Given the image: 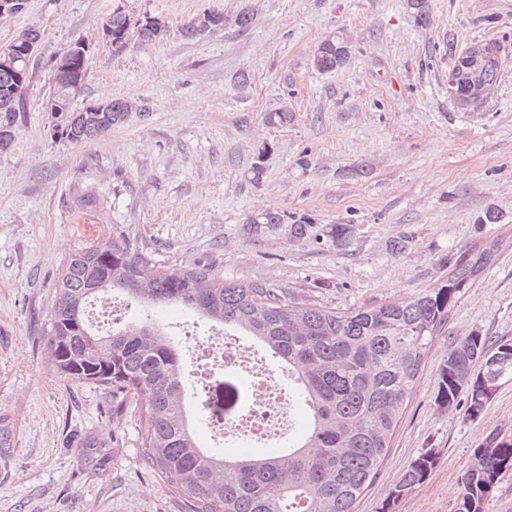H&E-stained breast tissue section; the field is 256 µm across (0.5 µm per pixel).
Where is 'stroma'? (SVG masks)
I'll return each mask as SVG.
<instances>
[{"instance_id": "stroma-1", "label": "stroma", "mask_w": 512, "mask_h": 512, "mask_svg": "<svg viewBox=\"0 0 512 512\" xmlns=\"http://www.w3.org/2000/svg\"><path fill=\"white\" fill-rule=\"evenodd\" d=\"M418 26L406 0H129L163 16L170 36L116 54L98 39L112 0H27L0 19V47L40 28L38 63L12 148L0 154V512H187L142 462L138 411L113 412L103 391L50 373L41 343L62 261L88 240L122 233L166 266L213 265L224 278L285 285L339 309L403 301L439 287L448 260L476 243L498 254L450 311L432 343L381 472L356 512H380L409 462L439 460L397 512H456L459 480L491 431L512 435V379L480 416L436 403L449 337L512 341V0H429ZM255 14L246 32L226 26L186 40L180 24L204 8ZM340 34L349 65L318 72V44ZM90 45L84 99L124 93L136 111L81 145L52 141L42 103L51 65L75 40ZM496 46L502 77L477 106L448 90L451 56ZM248 84H240V75ZM288 107L285 127L265 122ZM262 161L260 185L246 173ZM365 177L348 176L352 166ZM93 191L95 206L72 202ZM500 223H484L487 210ZM264 210L307 215L316 227L349 224L336 247L283 231L248 234ZM406 239L404 251L390 249ZM162 323L187 353L211 324L181 306ZM103 442L104 463L83 457Z\"/></svg>"}]
</instances>
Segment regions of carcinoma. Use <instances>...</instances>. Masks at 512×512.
<instances>
[{"label": "carcinoma", "mask_w": 512, "mask_h": 512, "mask_svg": "<svg viewBox=\"0 0 512 512\" xmlns=\"http://www.w3.org/2000/svg\"><path fill=\"white\" fill-rule=\"evenodd\" d=\"M407 6L418 24H428L429 0H407ZM156 18L145 12L135 21L120 2L102 32L119 54L133 41L166 38L169 23L160 26ZM229 23L247 31L253 12L245 8L231 19L213 10L203 21L196 14L178 31L186 39H201ZM350 56L342 36H329L316 49L313 66L339 71ZM500 71L490 57L479 79L490 90ZM86 75V57L74 55L63 81L52 86L50 95L70 104V111L56 117L62 143L81 145L127 115L116 100L110 112L100 111L101 100L73 106ZM32 76L23 61L12 70L0 69V154L13 145ZM292 120L286 107L266 114L267 124L275 127ZM245 224L256 235L284 230L296 240L312 236L338 247L353 233L349 224L316 232L308 217L285 212L252 213ZM496 254L493 242L475 245L448 259V277L439 288L408 301L341 310L264 281L228 280L208 264L158 266L121 233L96 238L58 269L42 344L44 363L70 382L104 391L116 412L136 402L144 464L186 500L189 512H355L357 500L379 475L428 349L445 334L454 303L495 263ZM101 295L134 305L136 325L110 335L94 331L85 312ZM170 305L194 310L226 331L248 333L287 371L292 404L305 414L288 449L228 458L199 445L188 420L194 395L186 366L174 338L156 322V313ZM506 378H512V342L479 333L451 338L435 402L449 410L463 399L475 418ZM437 462L432 449L412 459L384 512H396L397 503L424 484ZM509 468L512 435L493 431L460 478L456 512H484Z\"/></svg>", "instance_id": "1"}]
</instances>
